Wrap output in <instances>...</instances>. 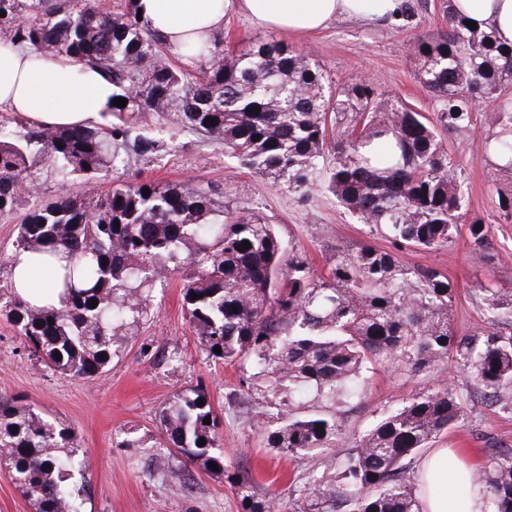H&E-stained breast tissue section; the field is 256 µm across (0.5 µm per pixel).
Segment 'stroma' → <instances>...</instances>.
Here are the masks:
<instances>
[{
    "instance_id": "stroma-1",
    "label": "stroma",
    "mask_w": 512,
    "mask_h": 512,
    "mask_svg": "<svg viewBox=\"0 0 512 512\" xmlns=\"http://www.w3.org/2000/svg\"><path fill=\"white\" fill-rule=\"evenodd\" d=\"M445 28L442 0H401L391 18L379 22L340 18L316 33L288 35L284 41L319 64L328 80L371 79L379 91L432 117L442 105L417 78L410 39ZM497 106L496 99L483 100L470 132L446 139L459 165L468 212L488 226L489 243L484 248L474 246L464 229L438 251L393 243L375 226L354 220L324 189L304 199L272 187L214 142L182 129L173 112L161 120L145 118L148 125L160 121L172 132L167 152L150 158L129 156L125 167L106 172L100 183L106 188L116 180L190 181L218 187L224 203L250 206L269 217L287 251L307 259L323 274L336 250H354L366 243L392 253L405 267L434 268L455 288L450 317L457 334L465 336L484 319L481 285L491 282L503 291L512 290V219H504L498 207L499 197L512 193V171L477 155L488 131L485 115ZM182 286L183 274L178 271L152 288L138 324L114 344L109 370L96 381L75 379L31 360L18 331L0 319V397L33 406L46 419L71 427L88 480L84 512H239L230 481L235 474L275 491L281 512H294L289 488L310 465L291 462L275 449L263 447L260 436L243 423L246 412L261 402V393L256 389L240 393L246 369L207 358L185 316ZM149 348L174 355L175 363L153 365L145 354ZM442 379L469 399L472 413L463 425L433 439L432 445L483 469L492 449L512 447V410L482 403L452 362L443 370L414 375L400 365L376 366L361 398L342 417L345 438L361 435L383 413ZM198 384L207 388L221 420L227 470L190 465L184 471L189 487L182 490L167 481L168 471L178 466L179 459L160 445L163 428L158 412L174 393Z\"/></svg>"
}]
</instances>
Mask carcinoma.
I'll use <instances>...</instances> for the list:
<instances>
[{"label":"carcinoma","mask_w":512,"mask_h":512,"mask_svg":"<svg viewBox=\"0 0 512 512\" xmlns=\"http://www.w3.org/2000/svg\"><path fill=\"white\" fill-rule=\"evenodd\" d=\"M137 14L136 0L116 11L95 0H0V31L11 44L93 64L112 81V98L127 100L110 105L111 120L94 127L0 117V221L19 223L14 252L65 261L59 307H33L9 287L0 315L37 362L99 379L114 344L142 316L145 294L185 265L188 252L185 313L203 350L215 361L249 363L253 373L243 383L265 384L263 401L244 422L264 447L322 467L297 489L302 512H420L412 459L467 419L468 401L447 383L419 392L339 456L341 415L373 365L400 362L419 373L450 357L483 402L512 409V332L504 331L512 329V294L480 289L486 321L459 337L448 319L454 289L431 268H406L366 244L336 252L319 276L300 256H285L267 217L224 205L209 185L114 182L99 193L94 184L131 153L166 151L165 130L145 128L142 118L176 112L183 127L274 186L303 197L324 187L353 218L385 227L395 242L440 250L467 211L439 129L465 135L474 102L499 99L478 153L512 169V45L491 29H470L444 6L447 30L411 42L421 83L443 104L432 121L364 81L327 84L304 52L279 40L173 47ZM42 170L56 194L18 213L20 194L40 186ZM79 179L87 189L74 193ZM468 232L476 246L488 245L481 219L471 220ZM244 241L251 247L240 249ZM159 419V447L205 469L211 462L224 468L220 421L206 387L174 393ZM2 465L35 512H81L82 464L71 430L0 397ZM477 478L490 512H512V452ZM233 485L242 512H279L277 496L249 478Z\"/></svg>","instance_id":"cac0c4a2"}]
</instances>
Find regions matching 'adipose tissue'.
Instances as JSON below:
<instances>
[{"label": "adipose tissue", "mask_w": 512, "mask_h": 512, "mask_svg": "<svg viewBox=\"0 0 512 512\" xmlns=\"http://www.w3.org/2000/svg\"><path fill=\"white\" fill-rule=\"evenodd\" d=\"M400 0H137L143 16L171 45L210 43L235 8L256 26L306 35L344 17L390 18ZM454 11L479 28L494 29L512 45V0H452ZM113 87L84 61L39 55L0 41V110L49 127L101 123ZM13 282L31 304H57L60 278L31 252L13 255ZM420 512H489L486 491L472 482L473 469L445 448L420 462Z\"/></svg>", "instance_id": "adipose-tissue-1"}]
</instances>
